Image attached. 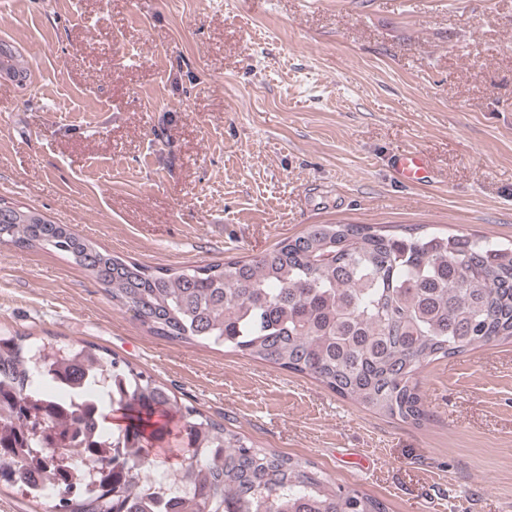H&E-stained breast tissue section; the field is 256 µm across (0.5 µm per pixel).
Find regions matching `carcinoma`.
<instances>
[{
	"label": "carcinoma",
	"mask_w": 512,
	"mask_h": 512,
	"mask_svg": "<svg viewBox=\"0 0 512 512\" xmlns=\"http://www.w3.org/2000/svg\"><path fill=\"white\" fill-rule=\"evenodd\" d=\"M18 48L0 40V71L25 85ZM54 252L88 272L112 304L151 335L175 344L223 347L308 375L364 408L421 424L417 376L433 361L512 342V242L422 228L312 224L251 258L178 268L124 258L27 207L0 200V244ZM85 357L112 373V413L70 409L45 447L84 430L135 448L106 463L95 495L77 494L67 473L47 470L50 512H129L127 486L149 478L148 449L174 435L182 449L171 474L193 485L171 512H385L379 500L332 483L308 461L262 448L111 351L46 334H0V460L31 447L28 402L41 362L72 373Z\"/></svg>",
	"instance_id": "1"
}]
</instances>
